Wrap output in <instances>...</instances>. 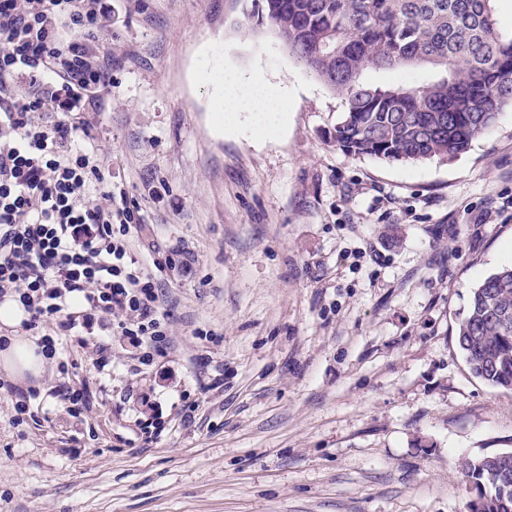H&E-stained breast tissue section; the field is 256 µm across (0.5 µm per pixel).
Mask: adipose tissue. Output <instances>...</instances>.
Returning <instances> with one entry per match:
<instances>
[{"label":"adipose tissue","instance_id":"ef3b65f1","mask_svg":"<svg viewBox=\"0 0 512 512\" xmlns=\"http://www.w3.org/2000/svg\"><path fill=\"white\" fill-rule=\"evenodd\" d=\"M286 93L261 77L240 81L234 75L224 77V109L228 112H253L260 119L253 133L264 137L279 129ZM24 310L12 298L0 301V368L16 380L40 375L46 363L34 337L20 328Z\"/></svg>","mask_w":512,"mask_h":512}]
</instances>
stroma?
<instances>
[{"label":"stroma","instance_id":"35a3bbf8","mask_svg":"<svg viewBox=\"0 0 512 512\" xmlns=\"http://www.w3.org/2000/svg\"><path fill=\"white\" fill-rule=\"evenodd\" d=\"M252 10L112 0L95 141L144 242L191 268L167 270L169 346L150 365L64 349L84 418L47 397L53 363L20 383L38 392L22 424L0 398V512H468L463 460L512 450V390L455 343L472 289L512 265V108L450 160L350 156L344 97ZM227 71L287 91L279 132L225 111ZM206 354L223 389L204 388ZM147 413L166 427L150 443Z\"/></svg>","mask_w":512,"mask_h":512}]
</instances>
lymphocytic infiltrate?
<instances>
[{"label":"lymphocytic infiltrate","mask_w":512,"mask_h":512,"mask_svg":"<svg viewBox=\"0 0 512 512\" xmlns=\"http://www.w3.org/2000/svg\"><path fill=\"white\" fill-rule=\"evenodd\" d=\"M109 12V0H0V298H18L43 353L89 346L100 369L113 338L146 365L168 336L167 264L133 247L141 209L86 118L112 82L95 42Z\"/></svg>","instance_id":"obj_1"}]
</instances>
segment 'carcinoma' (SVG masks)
<instances>
[{
  "instance_id": "cac0c4a2",
  "label": "carcinoma",
  "mask_w": 512,
  "mask_h": 512,
  "mask_svg": "<svg viewBox=\"0 0 512 512\" xmlns=\"http://www.w3.org/2000/svg\"><path fill=\"white\" fill-rule=\"evenodd\" d=\"M288 52L345 98L334 139L354 157L452 159L512 105V36L495 0H259ZM367 69L422 70V84H369ZM456 345L472 375L512 389V266L471 291ZM470 512H512V451L462 464Z\"/></svg>"
}]
</instances>
